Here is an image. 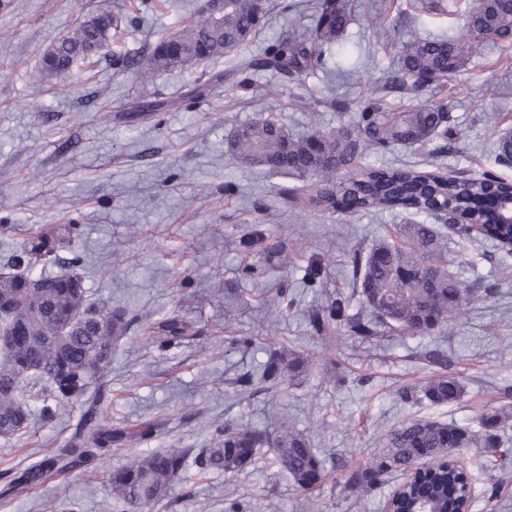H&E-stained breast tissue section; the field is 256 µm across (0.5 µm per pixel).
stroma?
Returning <instances> with one entry per match:
<instances>
[{
	"label": "stroma",
	"mask_w": 512,
	"mask_h": 512,
	"mask_svg": "<svg viewBox=\"0 0 512 512\" xmlns=\"http://www.w3.org/2000/svg\"><path fill=\"white\" fill-rule=\"evenodd\" d=\"M130 0H0V272L29 227L58 230L63 259L88 253L76 267L86 294L155 320L179 311L192 324L188 338L165 348L129 332L112 350V372L99 408L103 424L126 432L109 456L69 476L53 477L0 504V512H102L112 499L109 474L146 449L197 452L214 445L218 426L304 433L325 461L326 477L296 490L275 466L251 465L247 474L189 475L152 512H383L393 483L355 498L341 486L334 456L350 465L377 452L402 422L430 417L464 425L481 412L512 404V268L491 245L443 257L469 292L463 314L435 337L387 332L370 341L343 329L320 331L314 315L335 299L362 314L350 258L381 238L397 239L422 215L402 208L351 217L283 204L280 190L295 178L230 160L227 140L242 123L276 113L291 134L338 131L349 113L324 106L331 74L309 71L296 79L250 74L248 89L232 70L243 57L313 23L314 0L302 14L271 9L253 41L214 63L162 71L135 80L114 58H147L160 37L185 24L201 0H147L138 18L113 32L107 56L75 65L64 79H41L45 53L90 12L115 11ZM357 17L335 46L358 66L352 80H333L353 99L375 89L392 57L412 35L459 30L461 0H394L376 17L381 0H358ZM224 76L212 94L166 108L147 120L128 112L138 98L162 99ZM456 125L448 149L398 148L369 153L370 166L493 170L512 180V165L495 160L501 129L512 128V47L488 45L472 70L440 94ZM233 183L234 193L224 191ZM287 292L283 307L279 292ZM249 343H242V336ZM447 351L449 371L461 376L455 403L406 404L399 391L438 375L424 353ZM293 351L309 363L278 392H252L272 352ZM85 410L66 402L56 418L32 413L28 443L0 435L3 471L26 467L65 445Z\"/></svg>",
	"instance_id": "35a3bbf8"
}]
</instances>
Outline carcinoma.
<instances>
[{
    "instance_id": "1",
    "label": "carcinoma",
    "mask_w": 512,
    "mask_h": 512,
    "mask_svg": "<svg viewBox=\"0 0 512 512\" xmlns=\"http://www.w3.org/2000/svg\"><path fill=\"white\" fill-rule=\"evenodd\" d=\"M354 0H317L314 24L301 34L281 39L260 53L242 60V73L272 71L284 79L307 70L328 68L327 53L352 20ZM268 12L267 0L256 10L239 0H206L196 17L152 48L147 62L133 57L124 70L143 80L176 66L214 62L251 40ZM122 13H91L47 51L40 74L61 78L79 61L101 53L112 31L125 24ZM466 33L444 38L413 36L402 46L396 63L381 88L365 93L353 103L336 100L327 90L324 103L354 113L351 129L316 130L294 136L269 119L239 125L228 144L233 160L259 166L274 174L312 181L308 206L343 214L412 209L433 218L432 224H406L400 241L382 240L365 258L351 257L353 282L370 319L346 313L347 304L331 302L318 320L320 331L343 326L364 340L386 329L432 335L458 316L467 304V293L447 266L439 264L447 242L467 249L490 242L502 260L512 257V222L498 208L486 211L480 202H508L512 182L491 172L477 175L434 174L413 167L365 166L345 179L336 174L354 166L368 151L389 153L398 147H422L454 136L452 116L445 103L420 100V95L443 90L480 57L482 41L493 37L512 47V0H480L466 15ZM170 102L156 99L135 103L133 112L155 116ZM13 266L40 267L41 287L26 288L21 274L0 276V332L23 329L18 341L0 350V433L24 435L22 420L29 419L21 397L40 398L50 392L54 405L41 413L53 416L63 401L89 396L92 404L103 397V380L112 369V346L137 328L160 343L172 346L191 329L177 311L154 322L130 317L118 307L86 302L85 292L65 286L66 274H48L60 264L57 237L34 229L12 255ZM307 369L296 352L270 356L264 364L265 391H278L284 378ZM463 393L459 377L438 375L420 388H406L401 398L433 406L458 401ZM512 423V408L501 406L482 413L478 429L432 419H412L391 430L382 451L354 470H343L344 486L366 497L388 477L415 471L414 481L392 499L396 512H410L413 503L425 512H448L467 501L463 473L452 460L464 449L483 458L490 495H495L493 471L500 456L512 453L503 447L500 431ZM218 448H200L193 458L198 473L245 471L264 448L272 450L275 464L287 473L299 491L316 487L325 477L323 460L298 432H261L231 424L216 429ZM124 432L111 429L93 415L84 416L67 444L14 473L0 489V501L52 476L68 475L110 451ZM189 452L170 448L142 452L132 461L112 469V503L109 512H141L165 499L185 478Z\"/></svg>"
}]
</instances>
